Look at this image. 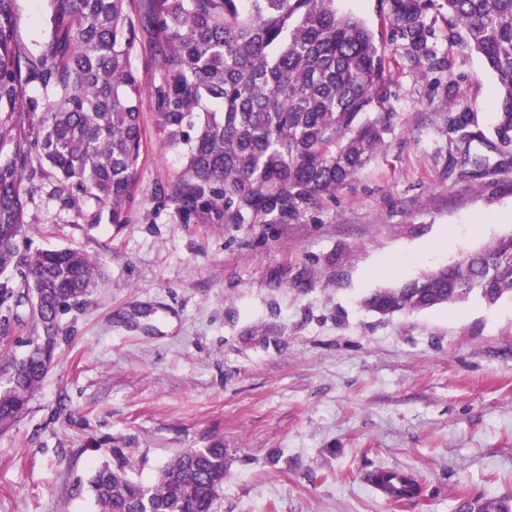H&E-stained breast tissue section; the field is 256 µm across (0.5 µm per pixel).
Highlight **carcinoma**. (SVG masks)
Here are the masks:
<instances>
[{"label":"carcinoma","instance_id":"obj_1","mask_svg":"<svg viewBox=\"0 0 512 512\" xmlns=\"http://www.w3.org/2000/svg\"><path fill=\"white\" fill-rule=\"evenodd\" d=\"M51 36L34 52L17 44L15 0H0V308L31 303L39 336L64 334L62 316L102 280L100 267L71 249L23 256L24 173L48 175L61 204L108 210L114 224L138 178L143 148L141 89L132 66L139 28L151 35L157 80L150 97L163 146L186 159L185 210L224 211L227 224H270L300 205L332 197L385 146L391 81L363 20L335 0H150L142 26L126 0H49ZM467 44L495 74L499 105L493 140L473 136L461 164L492 169L472 142L512 154V0H444ZM394 36L427 73L444 67L429 38L435 0H389ZM379 109L373 118L368 112ZM512 296V233L419 278L371 294L365 306L393 315ZM53 352L38 346L13 362L0 386V429L26 410ZM224 445L188 449L146 486L130 475L120 448L77 484L99 512H212L227 474ZM394 498L420 486L372 474ZM467 512H512V497H476Z\"/></svg>","mask_w":512,"mask_h":512}]
</instances>
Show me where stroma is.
<instances>
[{
  "label": "stroma",
  "mask_w": 512,
  "mask_h": 512,
  "mask_svg": "<svg viewBox=\"0 0 512 512\" xmlns=\"http://www.w3.org/2000/svg\"><path fill=\"white\" fill-rule=\"evenodd\" d=\"M386 56L385 147L335 196L272 224L185 211L182 155L155 129L153 42L133 67L144 93L139 178L122 226L63 207L50 179L26 201V255L73 248L103 283L62 318L55 359L27 410L0 430V512H98L77 493L125 449L152 483L174 456L224 443L214 512H457L512 495V298L382 316L364 299L512 233V159L465 175L450 120L490 133L498 85L447 9L429 12L443 69L424 73L391 36L387 0H336ZM48 0H16L19 47L48 32ZM0 364L23 357L29 306L0 309ZM411 475L392 502L374 471Z\"/></svg>",
  "instance_id": "1"
}]
</instances>
